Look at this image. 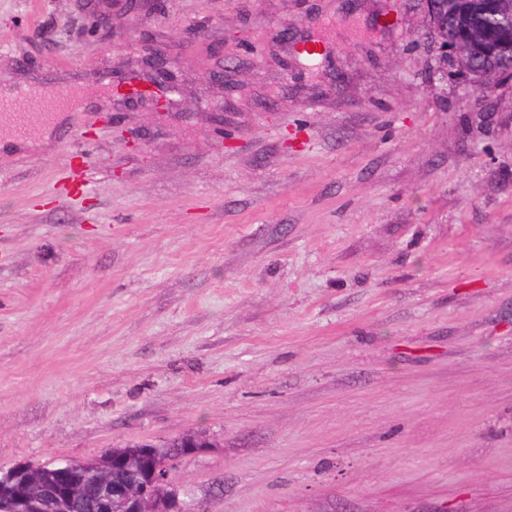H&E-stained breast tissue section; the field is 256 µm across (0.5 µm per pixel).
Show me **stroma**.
Here are the masks:
<instances>
[{
    "instance_id": "1",
    "label": "stroma",
    "mask_w": 512,
    "mask_h": 512,
    "mask_svg": "<svg viewBox=\"0 0 512 512\" xmlns=\"http://www.w3.org/2000/svg\"><path fill=\"white\" fill-rule=\"evenodd\" d=\"M153 45L163 114L112 81ZM29 93L0 469L199 433L171 477L210 512H512V80L474 91L425 0H0ZM141 63L146 68L148 78L154 86L164 84L173 87L175 85L176 62L166 47L151 48Z\"/></svg>"
}]
</instances>
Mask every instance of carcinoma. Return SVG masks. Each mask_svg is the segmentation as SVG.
Returning <instances> with one entry per match:
<instances>
[{"mask_svg":"<svg viewBox=\"0 0 512 512\" xmlns=\"http://www.w3.org/2000/svg\"><path fill=\"white\" fill-rule=\"evenodd\" d=\"M430 25L465 63L473 86L486 90L500 80L512 62V0H428ZM177 437L153 447L147 457V474L167 466L183 453Z\"/></svg>","mask_w":512,"mask_h":512,"instance_id":"1","label":"carcinoma"}]
</instances>
